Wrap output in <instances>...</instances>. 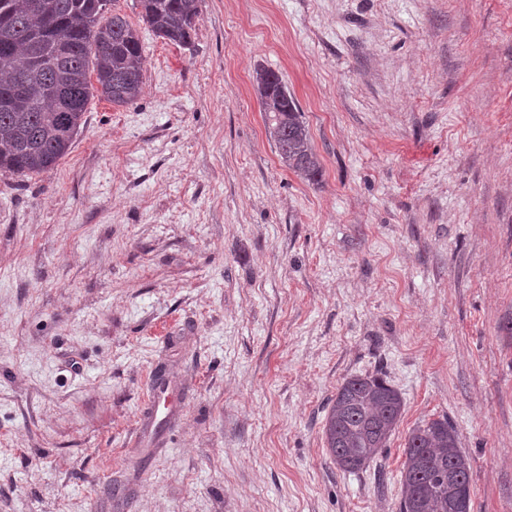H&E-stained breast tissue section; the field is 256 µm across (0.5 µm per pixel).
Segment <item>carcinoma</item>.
Returning a JSON list of instances; mask_svg holds the SVG:
<instances>
[{
  "instance_id": "cac0c4a2",
  "label": "carcinoma",
  "mask_w": 512,
  "mask_h": 512,
  "mask_svg": "<svg viewBox=\"0 0 512 512\" xmlns=\"http://www.w3.org/2000/svg\"><path fill=\"white\" fill-rule=\"evenodd\" d=\"M110 0H0V95L23 87L15 111L0 110V172L25 177L65 157L81 126L95 74L97 91L129 105L143 86L144 46L124 16L108 14ZM142 20L159 38L192 42L203 0H140ZM255 92L272 121L285 167L314 181L319 155L297 102L273 70L256 74ZM403 398L378 375L354 376L337 390L325 418L327 448L343 471L363 469L387 447ZM399 512H470L450 507L452 489L470 485V462L455 427L443 417L415 427L405 442Z\"/></svg>"
}]
</instances>
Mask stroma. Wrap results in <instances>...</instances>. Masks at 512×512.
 <instances>
[{
    "instance_id": "35a3bbf8",
    "label": "stroma",
    "mask_w": 512,
    "mask_h": 512,
    "mask_svg": "<svg viewBox=\"0 0 512 512\" xmlns=\"http://www.w3.org/2000/svg\"><path fill=\"white\" fill-rule=\"evenodd\" d=\"M110 9L142 96L0 174V512H398L442 417L471 512H512V0H204L187 46ZM264 69L318 180L279 161ZM161 363L185 407L143 447ZM375 374L405 412L345 472L327 408ZM255 92L260 107L263 112H268L272 121L273 136L283 165L303 178L315 181L322 173L321 160L311 143L299 106L278 73L267 69L257 72Z\"/></svg>"
}]
</instances>
